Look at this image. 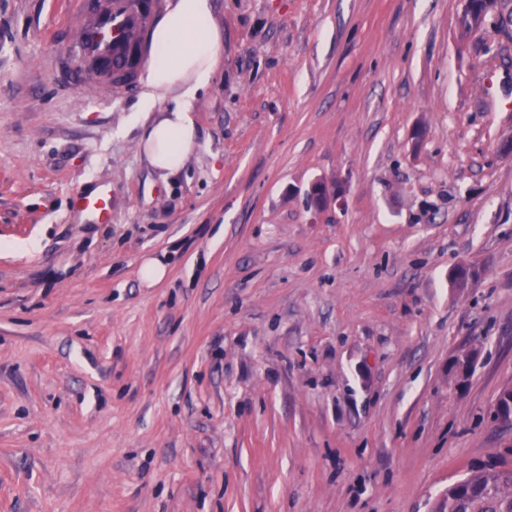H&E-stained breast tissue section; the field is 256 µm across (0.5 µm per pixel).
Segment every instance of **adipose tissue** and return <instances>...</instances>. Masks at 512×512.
Returning <instances> with one entry per match:
<instances>
[{"instance_id":"ef3b65f1","label":"adipose tissue","mask_w":512,"mask_h":512,"mask_svg":"<svg viewBox=\"0 0 512 512\" xmlns=\"http://www.w3.org/2000/svg\"><path fill=\"white\" fill-rule=\"evenodd\" d=\"M151 45L145 83L175 97L171 107L142 125L141 145L152 167L172 175L198 145L192 103L209 85L221 59L210 0H176L153 30Z\"/></svg>"}]
</instances>
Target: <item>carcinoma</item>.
<instances>
[{"instance_id":"cac0c4a2","label":"carcinoma","mask_w":512,"mask_h":512,"mask_svg":"<svg viewBox=\"0 0 512 512\" xmlns=\"http://www.w3.org/2000/svg\"><path fill=\"white\" fill-rule=\"evenodd\" d=\"M496 2L481 3L476 14L482 16V21L477 27L470 18L457 17L460 36L482 30L491 21ZM432 512H512V467L494 463L476 467L448 485Z\"/></svg>"}]
</instances>
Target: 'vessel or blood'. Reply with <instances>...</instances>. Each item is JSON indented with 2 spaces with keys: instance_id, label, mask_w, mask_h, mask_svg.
Returning a JSON list of instances; mask_svg holds the SVG:
<instances>
[{
  "instance_id": "obj_1",
  "label": "vessel or blood",
  "mask_w": 512,
  "mask_h": 512,
  "mask_svg": "<svg viewBox=\"0 0 512 512\" xmlns=\"http://www.w3.org/2000/svg\"><path fill=\"white\" fill-rule=\"evenodd\" d=\"M167 0H70L69 38L41 60V69L67 92L84 91L108 104L137 88L151 33ZM75 203L108 221L107 190L78 195Z\"/></svg>"
}]
</instances>
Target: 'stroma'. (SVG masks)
I'll list each match as a JSON object with an SVG mask.
<instances>
[{
	"label": "stroma",
	"instance_id": "obj_1",
	"mask_svg": "<svg viewBox=\"0 0 512 512\" xmlns=\"http://www.w3.org/2000/svg\"><path fill=\"white\" fill-rule=\"evenodd\" d=\"M211 4L165 176L144 89L38 70L68 0H0V512H431L512 464V0L465 39L459 0ZM75 203L81 209L92 213L98 221H108L112 214V198L109 191L102 189L96 195H78Z\"/></svg>",
	"mask_w": 512,
	"mask_h": 512
}]
</instances>
